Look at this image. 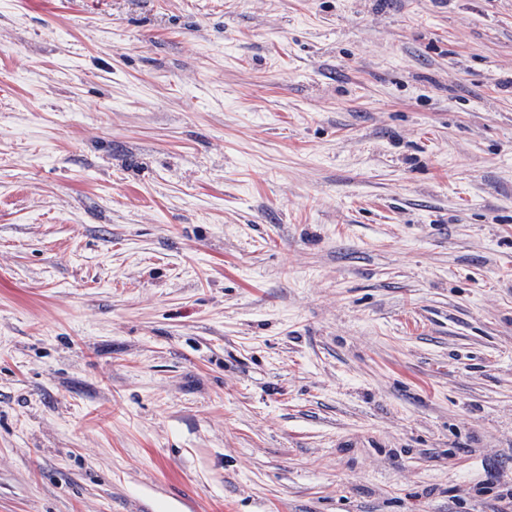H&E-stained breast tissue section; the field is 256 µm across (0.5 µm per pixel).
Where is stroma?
<instances>
[{"label": "stroma", "mask_w": 512, "mask_h": 512, "mask_svg": "<svg viewBox=\"0 0 512 512\" xmlns=\"http://www.w3.org/2000/svg\"><path fill=\"white\" fill-rule=\"evenodd\" d=\"M0 512H512V0H0Z\"/></svg>", "instance_id": "35a3bbf8"}]
</instances>
